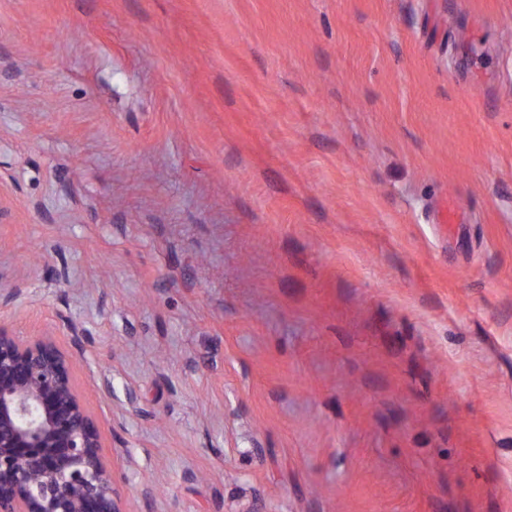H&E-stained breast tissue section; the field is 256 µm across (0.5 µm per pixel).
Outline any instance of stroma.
<instances>
[{
	"label": "stroma",
	"instance_id": "obj_1",
	"mask_svg": "<svg viewBox=\"0 0 512 512\" xmlns=\"http://www.w3.org/2000/svg\"><path fill=\"white\" fill-rule=\"evenodd\" d=\"M1 288L125 512H512V0H0Z\"/></svg>",
	"mask_w": 512,
	"mask_h": 512
}]
</instances>
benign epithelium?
Returning <instances> with one entry per match:
<instances>
[{
    "label": "benign epithelium",
    "instance_id": "1",
    "mask_svg": "<svg viewBox=\"0 0 512 512\" xmlns=\"http://www.w3.org/2000/svg\"><path fill=\"white\" fill-rule=\"evenodd\" d=\"M0 512H122L69 356L2 326Z\"/></svg>",
    "mask_w": 512,
    "mask_h": 512
}]
</instances>
